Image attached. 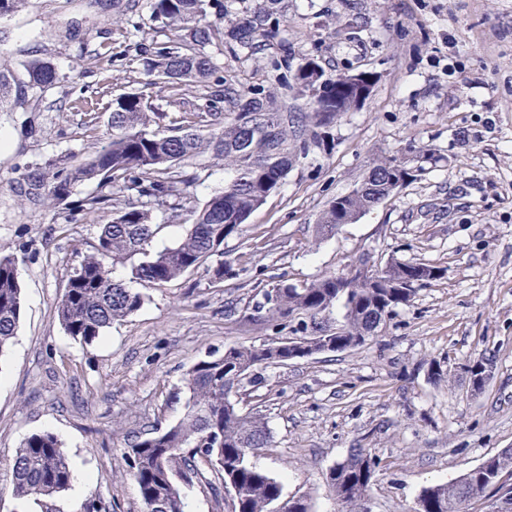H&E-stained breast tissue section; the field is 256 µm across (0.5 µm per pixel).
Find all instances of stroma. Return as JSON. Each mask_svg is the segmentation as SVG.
Masks as SVG:
<instances>
[{
	"label": "stroma",
	"instance_id": "stroma-1",
	"mask_svg": "<svg viewBox=\"0 0 512 512\" xmlns=\"http://www.w3.org/2000/svg\"><path fill=\"white\" fill-rule=\"evenodd\" d=\"M282 39L259 55L222 45L208 52L237 96L277 87L283 45L315 58L326 77L375 78L370 97L344 113L329 150L300 157L280 189L224 241L240 274L214 282L199 268L145 288L144 305L84 345L66 336L56 307L77 253L90 251L111 206L73 221L67 205L28 195L27 167L84 157L101 144L114 99L149 98L173 124L206 87L151 85L129 63L139 45L164 41L148 0H27L0 20V68L51 62L59 79L0 112V253L15 258L24 316L0 356V512H41L11 493L21 442L52 433L72 471L93 481L64 492L58 512L97 498L106 512H144L127 450L180 417L187 370L237 345L292 336L256 311L280 280L305 287L348 271L360 256L443 268L416 289L366 344L263 368L243 408L262 410L269 439L252 463L302 498L310 512H341L327 478L351 449L375 457L366 512H415L422 491L512 448V0H281ZM93 112L95 129L81 123ZM394 157L423 173L357 223L321 238L327 204L375 163ZM196 203L222 191L223 164L185 166ZM495 369L480 392L465 367ZM441 380H434L433 370Z\"/></svg>",
	"mask_w": 512,
	"mask_h": 512
}]
</instances>
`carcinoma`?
Listing matches in <instances>:
<instances>
[{
    "label": "carcinoma",
    "mask_w": 512,
    "mask_h": 512,
    "mask_svg": "<svg viewBox=\"0 0 512 512\" xmlns=\"http://www.w3.org/2000/svg\"><path fill=\"white\" fill-rule=\"evenodd\" d=\"M278 0H257L254 7L219 24L210 20L219 0H152V20L174 31V38L141 49L146 71L155 85L205 86L215 74L206 48L223 41L254 51L281 36ZM295 62L293 81L284 88L306 99L297 112H281L270 91L258 90L246 101L227 98L218 89L188 112L180 124L160 129L164 114L142 95L128 93L112 103L104 144L90 157L64 166L37 167L27 174L30 189L63 204L78 187L94 183L100 194L78 201L73 211L92 212L112 201L116 217L105 224L93 251L78 254L58 302L57 318L65 334L75 341L91 343L112 323L139 310L146 296L112 277L109 261L131 262V279L161 286L191 272L220 252L224 240L239 233L249 216L274 194L287 177L297 155L314 146L331 148L330 129L342 113L351 109L348 91L352 73L330 80L329 90L318 101L307 98L300 73L317 65L305 55L286 50ZM29 88L45 89L58 74L48 61L34 59L26 66ZM20 91L11 72L0 70V105ZM228 101V112L216 104ZM221 160L235 172L224 190L197 205L180 188L182 166L203 154ZM401 172L397 159L379 161L367 178L370 191L349 201L369 210ZM187 210L193 216L185 236L173 247L158 252L149 249L157 225L144 201ZM340 202L332 200L324 211L317 232L328 237L340 227ZM276 302L268 309L275 320H295L303 315V330L313 332L336 301L344 299L345 321L341 334L332 336L342 351L364 344L399 305L410 301L412 288H377L356 274L325 275L298 288L284 280L274 288ZM23 318L21 284L14 258L0 256V356L17 335ZM288 346L273 341L262 345L233 346L221 355H210L185 374L187 397L176 423L162 432L133 443L128 450L131 475L136 482L144 512L161 501L166 512H184L182 487L213 482L199 462L221 485L234 484L238 495L232 512H273L282 501L283 486L257 469L250 455L267 444V429L258 412L245 413L227 397L232 388H257L263 383L256 370L288 362ZM376 462L356 448L329 473V485L342 505V512H356L358 501L369 491ZM512 475V448L487 458L463 477L446 485L426 488L418 500V512H465L473 499H491L494 478ZM72 472L67 454L51 433H34L18 448L11 471V492L18 499L37 501L42 512H56L55 499L65 492Z\"/></svg>",
    "instance_id": "1"
}]
</instances>
